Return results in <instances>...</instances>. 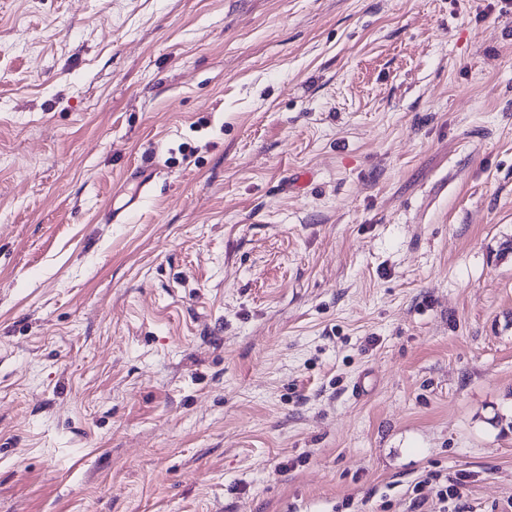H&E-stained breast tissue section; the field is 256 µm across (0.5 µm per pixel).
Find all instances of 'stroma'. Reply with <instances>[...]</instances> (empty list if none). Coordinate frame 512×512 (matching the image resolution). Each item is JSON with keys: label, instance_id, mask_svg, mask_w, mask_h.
Segmentation results:
<instances>
[{"label": "stroma", "instance_id": "stroma-1", "mask_svg": "<svg viewBox=\"0 0 512 512\" xmlns=\"http://www.w3.org/2000/svg\"><path fill=\"white\" fill-rule=\"evenodd\" d=\"M0 512H512V0H0Z\"/></svg>", "mask_w": 512, "mask_h": 512}]
</instances>
